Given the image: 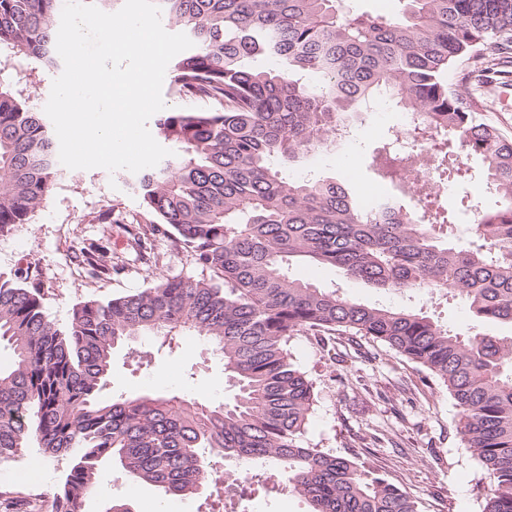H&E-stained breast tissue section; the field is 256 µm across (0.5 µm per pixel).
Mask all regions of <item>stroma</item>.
I'll use <instances>...</instances> for the list:
<instances>
[{
  "instance_id": "1",
  "label": "stroma",
  "mask_w": 512,
  "mask_h": 512,
  "mask_svg": "<svg viewBox=\"0 0 512 512\" xmlns=\"http://www.w3.org/2000/svg\"><path fill=\"white\" fill-rule=\"evenodd\" d=\"M60 73V68L45 67L36 59L0 52V82L11 85L36 110H43ZM397 124L395 109L378 105L361 115L354 138L344 149L350 166L329 153L309 157L288 172L371 180L369 165L382 146L380 134L396 132ZM142 210L134 173L63 169L31 222L0 235V273L30 269L44 292L46 316L61 327L69 324L79 302L120 296L167 276L201 278V269L165 235L146 241L147 250L165 253L162 269H151L127 253L128 237L137 230L132 219ZM101 212L111 213V223H96ZM79 252L111 257L116 268L99 274L90 266H79L73 259ZM290 274L319 286L339 287L344 296L367 305L425 312L458 331L484 328L458 298L425 290L384 291L345 278L334 268L300 262L291 266ZM289 349L318 391L304 444L357 457L401 485L418 501L420 512H482L487 478L457 431L458 410L445 390L423 382L413 363L365 336L336 337L332 357L305 336L294 337ZM146 389L203 396L216 405L232 402L236 393L224 380L221 360L194 337L175 350L143 339L134 348L115 352L108 393ZM70 464V457L48 456L37 442H29L15 458L0 461V488L53 492ZM208 493L203 487L195 494L163 497L153 486L132 483L118 468L105 467L87 512H100L102 504L115 499L133 502L137 512L155 502L162 503L165 512H203ZM246 496L254 512H306L298 497L274 489L269 479L252 483Z\"/></svg>"
}]
</instances>
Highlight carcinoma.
Wrapping results in <instances>:
<instances>
[{
    "mask_svg": "<svg viewBox=\"0 0 512 512\" xmlns=\"http://www.w3.org/2000/svg\"><path fill=\"white\" fill-rule=\"evenodd\" d=\"M156 2L193 42L172 60L173 88L192 106L156 121L174 155L139 178L142 236L164 231L209 276L81 302L60 328L29 271L0 274V345L13 353L0 367V460L31 437L73 456L49 496L0 490L5 512H86L105 462L164 496L194 494L226 457L276 465L309 512H419L356 457L303 445L317 393L288 351L299 335L323 346L369 336L419 366L453 399L459 434L489 476L482 512H512V337L455 332L289 275L298 260L375 288L443 290L485 323L512 326V138L481 118L470 92L491 75L512 83V0H406L395 18L350 14L340 0ZM58 12L59 0H0V47L56 66ZM381 95L442 132L428 148L436 180L411 188L390 142L373 159L389 208L364 206L350 181L282 172L285 159L336 150L338 130H353ZM469 155L482 160L496 207L475 209L458 243L443 233L456 206L402 199L437 194ZM59 171L43 113L0 85V233L29 223ZM144 336L170 348L204 341L235 400L102 397L114 350Z\"/></svg>",
    "mask_w": 512,
    "mask_h": 512,
    "instance_id": "cac0c4a2",
    "label": "carcinoma"
}]
</instances>
